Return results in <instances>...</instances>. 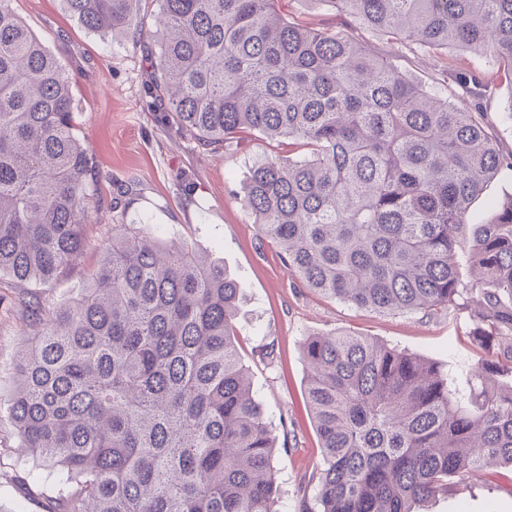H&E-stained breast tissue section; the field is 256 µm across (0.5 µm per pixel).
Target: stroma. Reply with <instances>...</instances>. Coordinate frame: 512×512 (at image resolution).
Segmentation results:
<instances>
[{
  "mask_svg": "<svg viewBox=\"0 0 512 512\" xmlns=\"http://www.w3.org/2000/svg\"><path fill=\"white\" fill-rule=\"evenodd\" d=\"M12 7L54 53L75 84L81 107L78 135L95 159L98 221L86 225L88 246L77 266L51 285L31 284L27 293L53 306L75 301L86 272L101 258L102 239L116 224L147 220L170 240H186L225 269L241 288L236 331L255 397L285 451L276 459L280 512H303L317 492L321 448L305 398L300 352L307 336L347 330L442 365L466 379L482 360L467 337L466 314L379 315L311 293L291 275L278 248L255 224L243 202L242 185L252 160L287 154L259 137L219 152L171 126L146 97L150 67L132 39L105 38L87 30L62 0H12ZM296 23L352 35L436 94L455 91L457 71L494 78L497 62L466 51L445 54L381 38L355 26L330 0H282ZM459 107L480 109L512 148V87L495 81L491 95L462 98ZM25 342L21 312L0 315V397L14 389L13 365ZM42 471L8 421L0 422V512H47ZM487 480L454 477L452 488L419 512H512V468L494 464Z\"/></svg>",
  "mask_w": 512,
  "mask_h": 512,
  "instance_id": "obj_1",
  "label": "stroma"
}]
</instances>
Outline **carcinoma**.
Returning a JSON list of instances; mask_svg holds the SVG:
<instances>
[{"label":"carcinoma","mask_w":512,"mask_h":512,"mask_svg":"<svg viewBox=\"0 0 512 512\" xmlns=\"http://www.w3.org/2000/svg\"><path fill=\"white\" fill-rule=\"evenodd\" d=\"M0 0V275L74 267L97 212L71 77ZM140 0H63L87 29L143 43ZM148 94L213 150L255 133L243 201L308 290L366 312L467 314L488 359L443 367L347 331L302 343L322 443L308 512H417L456 474L512 467V198L458 233L512 169L480 111L408 80L355 38L288 21L280 0H155ZM356 25L494 58L512 85V0H329ZM476 94L489 82L455 74ZM81 297L18 296L26 339L5 412L48 463L59 512H279L277 438L237 346L238 282L157 227L112 225ZM471 279H459L462 254Z\"/></svg>","instance_id":"cac0c4a2"}]
</instances>
